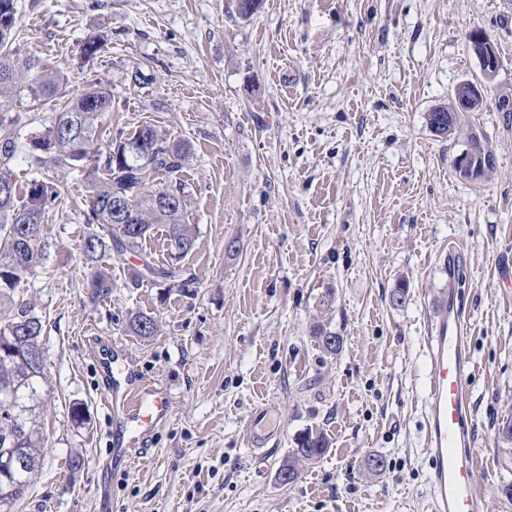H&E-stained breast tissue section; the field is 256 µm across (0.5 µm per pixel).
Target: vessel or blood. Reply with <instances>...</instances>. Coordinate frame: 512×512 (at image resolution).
Here are the masks:
<instances>
[{
	"label": "vessel or blood",
	"instance_id": "b4317fda",
	"mask_svg": "<svg viewBox=\"0 0 512 512\" xmlns=\"http://www.w3.org/2000/svg\"><path fill=\"white\" fill-rule=\"evenodd\" d=\"M448 298L438 308L428 338L426 373L425 455L429 466L431 512H484L477 491L480 472L474 448L476 426L471 380L474 363L462 295L455 286L459 275L456 252L445 255ZM117 431L140 438L169 414L163 392L132 380L109 379L103 389ZM272 409L256 407L246 427L251 448L275 446Z\"/></svg>",
	"mask_w": 512,
	"mask_h": 512
}]
</instances>
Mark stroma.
Instances as JSON below:
<instances>
[{
  "instance_id": "35a3bbf8",
  "label": "stroma",
  "mask_w": 512,
  "mask_h": 512,
  "mask_svg": "<svg viewBox=\"0 0 512 512\" xmlns=\"http://www.w3.org/2000/svg\"><path fill=\"white\" fill-rule=\"evenodd\" d=\"M22 55L61 70L67 95L105 85L101 141L140 125L189 143L182 177L193 283L133 286L130 271L170 260L163 229L108 254L112 291L93 297L83 254L85 167L60 179L39 263L16 293L45 325L51 392L41 472L12 512H430L425 461V339L459 252L476 372L471 380L484 512H512V0H16ZM489 34L502 66L482 110L454 135L426 115L480 77L466 35ZM106 46L85 58L89 36ZM494 158L459 176L467 131ZM238 241L229 255L226 245ZM409 288L405 304L391 295ZM160 330L131 334V314ZM343 338L327 355L316 322ZM113 367L163 391L170 414L143 452L124 455L101 399L99 340ZM87 409L85 425L70 418ZM278 416L258 455L253 408ZM327 452L279 484L298 436ZM81 456V467L69 461ZM385 460L382 471L369 457Z\"/></svg>"
}]
</instances>
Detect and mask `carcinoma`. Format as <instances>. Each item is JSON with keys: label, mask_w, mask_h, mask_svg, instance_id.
Here are the masks:
<instances>
[{"label": "carcinoma", "mask_w": 512, "mask_h": 512, "mask_svg": "<svg viewBox=\"0 0 512 512\" xmlns=\"http://www.w3.org/2000/svg\"><path fill=\"white\" fill-rule=\"evenodd\" d=\"M18 38L16 18H11L7 35H0V183L11 185L8 197L0 196V301H9L8 313L0 315V430L12 422L22 423L16 448L22 465L13 471H0V486L16 488L15 498L0 500V512H10L42 469L44 438L36 409L48 394L45 365L30 358L32 339L44 340L42 320L24 302L14 299L16 288L41 255L44 224L50 205L58 197L57 179L66 168L88 162V195L84 223L90 228L83 245L91 263L107 252L120 255L139 248L158 227L167 233L168 252L177 263L195 246V226L186 222L189 192L181 177L189 146L169 141L151 125L144 124L128 137L110 140L100 149L96 133L105 116L112 112V98L99 84L88 85L69 100L60 93L62 76L57 69L20 55L13 44ZM27 92L36 108L54 112L51 124L31 135L26 154L28 166L41 175L26 184L13 178L11 165L19 152L15 125L10 115L13 98ZM460 116H448V107L427 113V125L437 135L456 132ZM124 197L135 208L138 221L112 222V201ZM180 280L189 287L191 279L181 278L180 269L143 261L132 273L138 285L144 280ZM97 296L112 288L109 272L95 269L88 281ZM130 331L149 337L157 332L156 320L136 314L129 320ZM315 341L329 355L343 348L342 337L318 324ZM329 441L322 433L298 436L295 448L278 469L288 474V482L300 475L302 462H314L327 451Z\"/></svg>", "instance_id": "obj_1"}]
</instances>
